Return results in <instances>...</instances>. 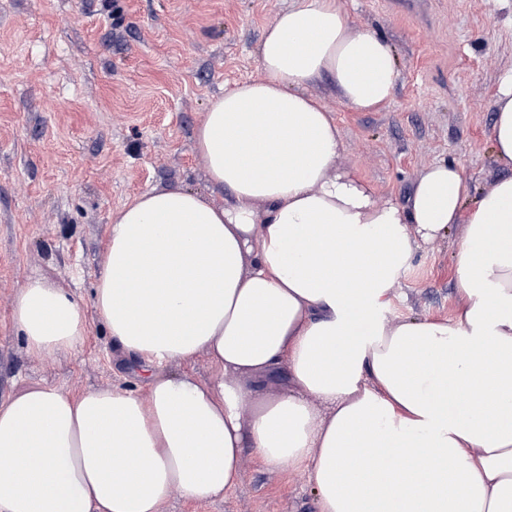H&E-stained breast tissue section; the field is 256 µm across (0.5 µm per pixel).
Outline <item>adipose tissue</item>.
<instances>
[{
  "label": "adipose tissue",
  "mask_w": 512,
  "mask_h": 512,
  "mask_svg": "<svg viewBox=\"0 0 512 512\" xmlns=\"http://www.w3.org/2000/svg\"><path fill=\"white\" fill-rule=\"evenodd\" d=\"M257 60L261 77L212 99L194 132L210 195L125 205L89 303L39 276L15 296L28 354L76 350L92 312L146 392L35 384L0 403V449L17 455L0 461V512L220 498L247 448L270 470L306 467L320 512H512V175L474 199L441 162L381 205L336 174L340 130L308 86L328 78L368 110L400 76L389 42L336 0H294ZM490 137L512 167V73ZM458 222L459 315L386 323L420 243ZM201 353L208 382L181 370Z\"/></svg>",
  "instance_id": "obj_1"
}]
</instances>
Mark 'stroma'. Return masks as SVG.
Instances as JSON below:
<instances>
[{
  "label": "stroma",
  "mask_w": 512,
  "mask_h": 512,
  "mask_svg": "<svg viewBox=\"0 0 512 512\" xmlns=\"http://www.w3.org/2000/svg\"><path fill=\"white\" fill-rule=\"evenodd\" d=\"M292 0H0V402L24 383L66 394L144 392L88 315L79 348L28 354L10 307L29 277L89 301L108 226L139 194L173 185L208 193L193 132L209 101L260 77L256 47ZM353 28L392 46L400 80L359 111L327 82L310 92L333 113L336 170L380 203L405 202L430 165L454 163L473 196L507 170L490 141L501 77L512 71V0H337ZM464 227L420 245L387 320L454 319ZM161 512H319L305 471H269L245 450L224 499L172 494Z\"/></svg>",
  "instance_id": "obj_1"
}]
</instances>
